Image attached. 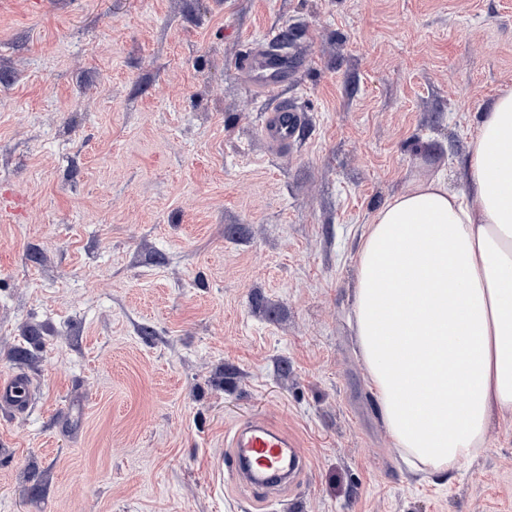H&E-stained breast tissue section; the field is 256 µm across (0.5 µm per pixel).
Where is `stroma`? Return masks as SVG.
Listing matches in <instances>:
<instances>
[{
	"mask_svg": "<svg viewBox=\"0 0 512 512\" xmlns=\"http://www.w3.org/2000/svg\"><path fill=\"white\" fill-rule=\"evenodd\" d=\"M309 65L269 150L235 68L270 32ZM512 87V0H0V512H512V416L454 471L382 423L351 319L370 216L462 179ZM267 418L309 468L280 503L224 474ZM305 124L304 114L289 100L279 99L266 112L261 135L271 149L291 148ZM38 390L37 381L22 372L0 375V410L14 416L28 413Z\"/></svg>",
	"mask_w": 512,
	"mask_h": 512,
	"instance_id": "1",
	"label": "stroma"
}]
</instances>
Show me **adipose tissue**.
I'll return each mask as SVG.
<instances>
[{"instance_id":"ef3b65f1","label":"adipose tissue","mask_w":512,"mask_h":512,"mask_svg":"<svg viewBox=\"0 0 512 512\" xmlns=\"http://www.w3.org/2000/svg\"><path fill=\"white\" fill-rule=\"evenodd\" d=\"M357 344L383 424L413 464L446 473L512 415V88L467 146L462 186L409 182L355 258Z\"/></svg>"}]
</instances>
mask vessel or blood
<instances>
[{
	"label": "vessel or blood",
	"mask_w": 512,
	"mask_h": 512,
	"mask_svg": "<svg viewBox=\"0 0 512 512\" xmlns=\"http://www.w3.org/2000/svg\"><path fill=\"white\" fill-rule=\"evenodd\" d=\"M279 42V35L268 36L263 45L239 56L235 66L252 88L274 98V105L265 114L261 135L271 149L283 151L298 138L305 117L291 101L278 96L281 85L300 66L299 57L282 53ZM37 390V381L28 374H1L0 410L16 416L27 414ZM226 436L229 451L224 459L225 472L256 500L268 501L274 490L296 483L309 467L296 439L265 418L239 421Z\"/></svg>",
	"instance_id": "vessel-or-blood-1"
}]
</instances>
